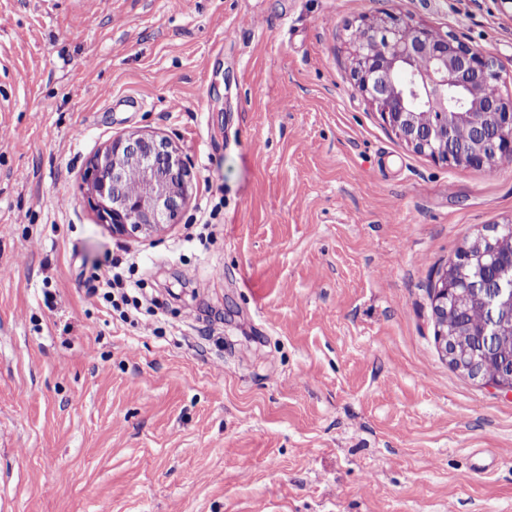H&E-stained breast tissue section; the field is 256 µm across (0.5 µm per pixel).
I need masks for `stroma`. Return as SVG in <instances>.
Here are the masks:
<instances>
[{"instance_id":"stroma-1","label":"stroma","mask_w":512,"mask_h":512,"mask_svg":"<svg viewBox=\"0 0 512 512\" xmlns=\"http://www.w3.org/2000/svg\"><path fill=\"white\" fill-rule=\"evenodd\" d=\"M383 11L512 93L501 0H0V512H512V394L448 365L432 309L512 166L383 123L350 65ZM130 131L193 175L132 242L81 199ZM111 257L157 330L90 293Z\"/></svg>"}]
</instances>
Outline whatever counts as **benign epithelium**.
I'll return each mask as SVG.
<instances>
[{
    "label": "benign epithelium",
    "instance_id": "7a95c632",
    "mask_svg": "<svg viewBox=\"0 0 512 512\" xmlns=\"http://www.w3.org/2000/svg\"><path fill=\"white\" fill-rule=\"evenodd\" d=\"M352 76L398 137L416 153L450 166L485 167L500 154L512 155V97L488 93L502 82L495 62L456 33H437L383 12L363 20L352 33ZM466 127L470 137L458 140ZM140 192H126L130 170ZM192 175L170 139L138 131L112 139L87 162L82 197L112 235L139 239L177 223L189 201ZM496 249L468 246L443 269L435 284L436 341L448 364L502 392L512 394V372L496 379L477 372L479 360L467 353L455 319L470 301L483 304L485 347L498 346L512 330V266L497 282L484 270L497 264Z\"/></svg>",
    "mask_w": 512,
    "mask_h": 512
}]
</instances>
